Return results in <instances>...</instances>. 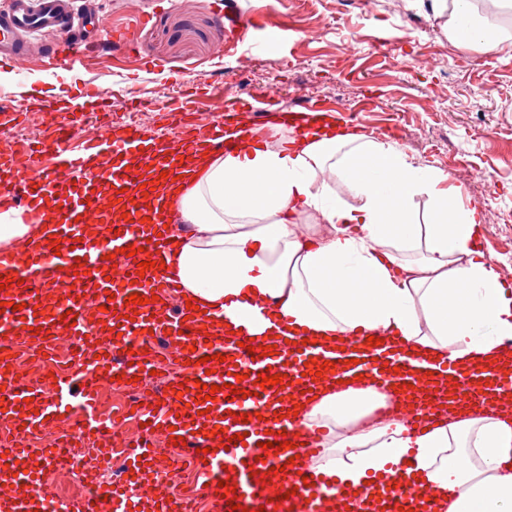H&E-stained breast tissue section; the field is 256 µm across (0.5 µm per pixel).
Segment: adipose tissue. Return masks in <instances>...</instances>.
Returning a JSON list of instances; mask_svg holds the SVG:
<instances>
[{"label": "adipose tissue", "instance_id": "1", "mask_svg": "<svg viewBox=\"0 0 512 512\" xmlns=\"http://www.w3.org/2000/svg\"><path fill=\"white\" fill-rule=\"evenodd\" d=\"M429 6L453 43L505 48L475 29L471 0ZM273 131L275 141L193 158L162 181L183 297L209 312L272 298L277 317L252 316L258 334L278 319L325 342L400 336L430 360L496 358L512 337V285L476 246L479 206L461 203L443 171L346 129L337 113L310 137ZM41 233L24 209L0 210L1 250ZM385 401L371 387L323 392L303 415L324 431L312 470L359 488L408 460L445 512H512V474L499 472L512 465V420L470 411L421 433L393 421L358 427Z\"/></svg>", "mask_w": 512, "mask_h": 512}]
</instances>
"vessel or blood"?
I'll use <instances>...</instances> for the list:
<instances>
[{
    "mask_svg": "<svg viewBox=\"0 0 512 512\" xmlns=\"http://www.w3.org/2000/svg\"><path fill=\"white\" fill-rule=\"evenodd\" d=\"M252 25L251 16L225 6L229 37L244 39ZM46 32L54 39L45 54L69 63L80 61L93 41L133 49L100 14L76 18L67 0H9L0 9V62L24 74L32 36ZM111 108V98L82 89L63 104L47 106L54 136L27 146L26 168L0 156L1 200L34 215L44 200L56 204L46 238L30 250L0 254V276L7 279L0 302L10 304L0 314V376L11 381L0 407L16 432L0 440V484L12 487L0 493V512H187L182 497L159 492L162 458L184 456L196 472V499L211 502L213 512H230L237 503L248 512H432V489L403 470L355 496L324 489L323 478L310 469L319 435L295 416L294 406L305 402L306 390L354 379L359 387L401 396L397 420L409 429L432 426L446 408H512V339L502 342L499 361L462 365L447 357L425 360L398 336L374 347L356 336L338 348L304 343L299 333L255 337L243 324L230 334L225 314L206 317L183 306L170 308L169 297L181 285L162 274L160 265L179 242L166 228V198L148 183L161 172L181 170L200 153L240 148L238 119L228 111L219 121L207 110L180 105L172 109L181 122L171 141L115 120L104 124L96 146L71 148L87 116ZM128 246L137 247V254L124 255ZM143 261L152 262V269L139 271ZM134 294L144 304L132 303ZM53 335L73 337L71 367L44 385L15 376L6 345H39ZM90 336L105 337L104 357L85 347ZM159 336L174 347L178 369L166 389L137 411L144 428L128 451L126 482L105 487L83 469L77 476L89 489L84 498L64 502L46 492L30 457L54 464L69 440H110L119 422L100 415V384L117 375L147 376L156 367L151 348ZM268 345L273 355L264 354ZM311 360L332 367L314 379L306 373ZM275 374L285 375V382L255 391L260 376ZM204 384L218 388L208 408L199 401ZM61 421L70 424L67 435L47 446L33 443L34 435ZM283 439L291 448L273 451ZM265 441L270 449H262ZM227 485L235 495H224Z\"/></svg>",
    "mask_w": 512,
    "mask_h": 512,
    "instance_id": "obj_1",
    "label": "vessel or blood"
}]
</instances>
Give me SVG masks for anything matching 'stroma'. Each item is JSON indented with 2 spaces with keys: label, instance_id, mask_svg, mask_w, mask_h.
<instances>
[{
  "label": "stroma",
  "instance_id": "stroma-1",
  "mask_svg": "<svg viewBox=\"0 0 512 512\" xmlns=\"http://www.w3.org/2000/svg\"><path fill=\"white\" fill-rule=\"evenodd\" d=\"M139 2L151 15L144 26L130 19V0H73L76 10L105 13L138 52L93 49L74 71L34 54L25 77L4 82L28 100L17 140H38L41 101L85 83L111 94L115 119L168 139L174 98L223 89L207 101L220 117L225 97L247 103L274 81L282 104L330 101L373 140L394 128L396 146L415 163L444 171L450 185L483 203L486 258L500 271L512 265V52L455 45L434 19L412 29L411 0H373L366 11L359 0H277L252 31L266 45L259 56L245 45L228 50L225 0ZM421 53L432 67H411ZM228 65L237 70L232 86Z\"/></svg>",
  "mask_w": 512,
  "mask_h": 512
}]
</instances>
